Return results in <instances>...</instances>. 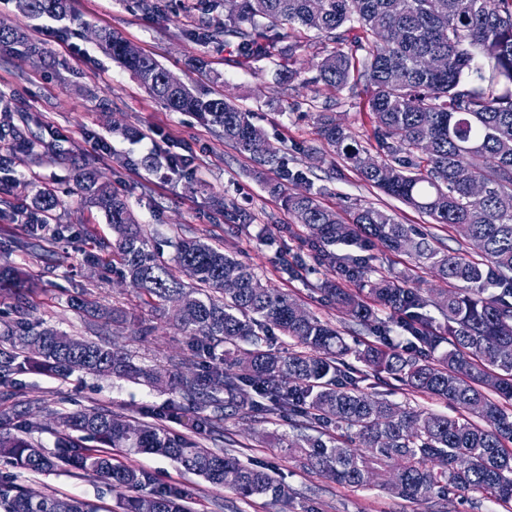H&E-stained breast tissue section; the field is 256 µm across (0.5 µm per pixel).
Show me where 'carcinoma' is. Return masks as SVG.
I'll return each mask as SVG.
<instances>
[{
    "instance_id": "1",
    "label": "carcinoma",
    "mask_w": 512,
    "mask_h": 512,
    "mask_svg": "<svg viewBox=\"0 0 512 512\" xmlns=\"http://www.w3.org/2000/svg\"><path fill=\"white\" fill-rule=\"evenodd\" d=\"M205 1L209 11L224 7V18L195 33L198 40L234 44L246 55L273 62L286 58L290 81L303 69L296 57L298 30H313L333 43L317 64L314 83L334 92L363 85L383 159L367 161L370 150L331 112L321 114V138L369 185L479 242L477 258L440 251L427 234L399 223L386 210L365 207L347 223L310 190L288 192V185L309 179L286 166L281 149L252 123L250 113L221 94L203 96L185 83L169 86V70L154 57L130 53L126 39L101 29L100 47L153 97L174 112L197 114L218 127L224 142L240 154L278 173L275 190L285 194L288 210L310 231L314 251L340 276L338 282L323 283L320 292L379 342L351 351L335 328L201 238L175 237L170 241L173 263L166 262L150 248L126 196L113 191L85 161L75 166L73 178L80 194L112 226L116 238L104 245L112 261L152 305L164 309L180 303L171 311L170 324L189 337L194 355L209 359L204 370L188 373L183 368L190 359L170 361L167 373L178 400L156 416L176 418L184 402L210 407L212 414L198 418L188 433L99 407L60 414L56 425L64 451L49 455L13 433L15 416L4 410L0 457L34 474L65 464L100 475L123 498L124 512H187L186 494L175 487L142 492L148 475L113 463V449L168 457L241 499L268 497L286 509L288 486L227 451L206 447L202 439L222 438L228 408L254 419L288 409L298 417V433L287 447L300 449L307 465L339 483L361 488L380 475L384 485L413 500L471 491L512 512V0H200ZM71 3L18 0V7L35 18H67L88 26ZM355 27L362 32L354 37L358 55L342 48ZM0 51L43 58L41 49L15 28H0ZM434 57L445 60L443 70L424 65ZM2 139L13 152H34L8 103L0 108ZM461 167L486 185L483 197H471L456 179ZM58 205L55 192L36 190L26 216L28 234L13 241V250H45L44 225L35 218ZM372 241L408 254L453 291L435 300L405 278L372 280L366 257L337 251L339 246L362 250ZM183 274L193 283H185ZM226 282L235 288L225 290ZM345 282L366 288L374 305L349 292ZM31 289L14 266H0V298L21 300ZM430 306L445 317L444 331L429 325ZM269 326L296 349L273 347L263 335ZM395 326L407 346L392 341ZM3 338L10 343L0 349V386L5 388L27 364L62 375L81 371L150 385L162 379L161 372L135 366L106 343L40 326L24 308ZM351 352L374 377L384 373L415 393L444 400L457 416L402 408L365 393L360 382L367 375L342 369ZM249 390L256 398L241 399ZM328 422L336 425V434H308L313 425ZM0 512L98 509L77 498L9 485L0 487Z\"/></svg>"
}]
</instances>
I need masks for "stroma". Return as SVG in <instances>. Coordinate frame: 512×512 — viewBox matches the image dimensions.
<instances>
[{
    "label": "stroma",
    "instance_id": "1",
    "mask_svg": "<svg viewBox=\"0 0 512 512\" xmlns=\"http://www.w3.org/2000/svg\"><path fill=\"white\" fill-rule=\"evenodd\" d=\"M16 2L0 0V22L42 43L55 61L50 68L35 59L0 52V98L11 101L27 117L28 135L50 146L49 154L37 160L14 154L18 182L0 191V264L11 262L34 279L36 287L27 300L35 318L79 339L110 342L132 354L136 363L162 370L167 369L169 358L191 354L189 338L171 328L139 290L100 258V243L114 239L112 227L102 212L82 200L73 181L74 164L88 159L102 180L127 195L150 240L162 242L163 258L174 253L168 240L201 237L230 250L263 283L288 293L336 327L351 348L361 350L372 341L367 328L351 321L341 306L319 293V285L335 279L336 273L311 256L306 229L288 212L283 197L269 191L273 173L260 171L225 143L217 127L192 113L167 109L130 71L105 55L84 29L67 20L27 17ZM75 8L92 26L120 33L185 83L202 92H222L252 113L254 123L282 149L289 167L306 173L322 206L345 218L359 207L385 209L401 223L431 234L436 247L472 253L471 244L455 230L432 223L426 215L370 187L334 158L317 130L324 107H331L364 145L374 141V123L364 108L363 90L332 95L313 84L318 62L314 48H300L306 68L300 79L288 83L278 79L275 65L268 61L239 64L236 47L219 52L192 38L194 19L179 0H170L157 16L143 14L133 0H75ZM199 59L207 63L205 71L196 68ZM116 123L134 129V136L114 133ZM30 182L58 189L60 204L53 221L70 228L53 241L46 256L9 249L11 237L26 232L17 215L31 202L26 188ZM215 195L223 196L232 217L211 211ZM367 255L370 278L405 275L434 297L449 289L447 282L415 267L406 254L377 243ZM75 299L122 307L128 322L104 328L101 319L72 308ZM144 326L150 328V335H140ZM15 380L17 395L6 406L18 413L20 431L50 454L58 451V439L51 430L54 413L101 407L149 422L172 397L165 384L147 386L83 372L61 376L39 366L29 367ZM362 387L419 411L455 413L447 402L412 392L394 380L383 385L371 377ZM292 432L290 419L280 413L259 420L232 415L224 421L222 444L243 461L271 466L293 493L292 512H304L310 505L318 512H503L467 491L445 501L432 496L417 502L377 482L361 489L336 483L305 465L299 452L283 447V438ZM124 462L148 473L154 485L187 491L191 512H281L280 505L267 498L240 499L165 457L138 454L125 457ZM0 480L37 494L83 499L98 505L100 512H123L110 482L92 473L63 466L31 474L0 461Z\"/></svg>",
    "mask_w": 512,
    "mask_h": 512
}]
</instances>
